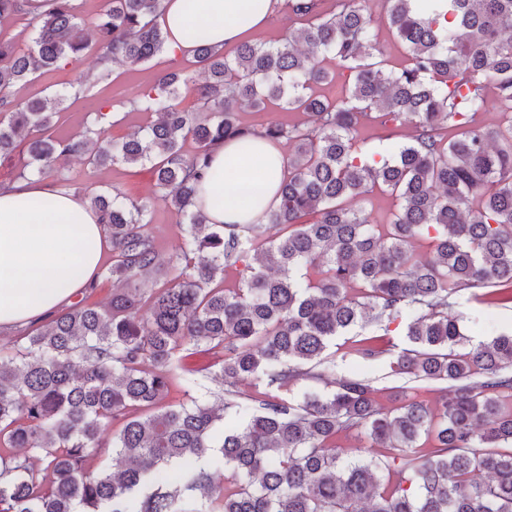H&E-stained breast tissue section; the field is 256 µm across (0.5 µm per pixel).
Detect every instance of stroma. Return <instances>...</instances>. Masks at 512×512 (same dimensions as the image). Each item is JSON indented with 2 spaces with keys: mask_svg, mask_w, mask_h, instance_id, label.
Returning a JSON list of instances; mask_svg holds the SVG:
<instances>
[{
  "mask_svg": "<svg viewBox=\"0 0 512 512\" xmlns=\"http://www.w3.org/2000/svg\"><path fill=\"white\" fill-rule=\"evenodd\" d=\"M180 68L186 70L193 80L204 78L202 69L189 65L188 61H171L167 54H160L149 63L134 68L114 66L109 79L91 82L82 97L68 98L67 109L62 112L58 135L66 136L80 131L85 122V115L92 109L93 101L111 102L117 113L112 123L110 134L117 140L137 132L150 120L149 115L133 106L132 101L141 89L151 84L157 73ZM60 180L68 189L76 194H84L88 185L114 187L119 189L129 200L141 201L151 196L153 184L149 175L140 168L125 164H115L101 172L91 173L84 160L70 157L59 164ZM456 309L463 316L462 327L466 335L465 348H473L477 344L492 337L512 331V307L489 305L473 298L471 292L465 291L457 299ZM379 338L382 345L403 348L407 345L402 323H394L389 333H381L379 327L366 326L363 329L336 337L326 350L328 358L323 366V375L318 379L299 381L293 388L296 398L307 394H323L329 391L333 378L353 372L370 377L378 390L377 400L384 408L395 406V394L403 381L391 376L390 356H382L376 360H364L350 352L353 341L366 338ZM209 363L207 355L198 354L183 361L177 369L174 384L168 396L170 403L183 402L186 396L201 397L206 393L208 381L202 377L201 370Z\"/></svg>",
  "mask_w": 512,
  "mask_h": 512,
  "instance_id": "35a3bbf8",
  "label": "stroma"
}]
</instances>
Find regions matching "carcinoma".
<instances>
[{
    "label": "carcinoma",
    "instance_id": "carcinoma-1",
    "mask_svg": "<svg viewBox=\"0 0 512 512\" xmlns=\"http://www.w3.org/2000/svg\"><path fill=\"white\" fill-rule=\"evenodd\" d=\"M29 23L28 50L0 38V158L26 144L31 172L55 178L79 155L94 170L123 163L149 170L156 196L88 197L112 246L107 273L124 284L102 308L81 299L0 346V512H512V335L468 352L455 312L465 290L512 303V0H384V18L408 60L387 68L369 0H281L303 27L275 44L241 41L235 53L197 29L198 85L171 72L136 103L157 120L122 143L107 136L110 104L78 136L51 135L66 96L30 97L36 77L86 57L91 79L166 51L162 0H103L84 33L78 0H49ZM28 0H0V19ZM331 56L346 73L339 95ZM202 103L181 107L180 88ZM276 102L303 116L261 131L241 108ZM410 129L376 159L361 130ZM261 134L292 145L279 204L254 224H208L197 184L220 141ZM192 139L195 150L183 153ZM376 191L400 205L387 224L352 202ZM175 210L184 246L160 254L151 208ZM427 235L432 256L414 240ZM244 265L232 288L229 266ZM163 281L144 294L141 285ZM405 318L412 344L390 362L406 383L401 403L380 406L373 381L340 376L332 390L296 403L291 387L319 378L324 353L357 326ZM213 400L165 402L172 373L200 351ZM354 355L389 349L371 337ZM445 382L436 407L411 382ZM253 388V413L234 386ZM364 429L375 460H345L336 437Z\"/></svg>",
    "mask_w": 512,
    "mask_h": 512
}]
</instances>
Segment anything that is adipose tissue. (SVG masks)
<instances>
[{"instance_id":"adipose-tissue-1","label":"adipose tissue","mask_w":512,"mask_h":512,"mask_svg":"<svg viewBox=\"0 0 512 512\" xmlns=\"http://www.w3.org/2000/svg\"><path fill=\"white\" fill-rule=\"evenodd\" d=\"M164 0L160 18L169 31L167 52L187 56L188 26L201 25L208 42L232 45L261 32L272 0ZM199 205L211 224H247L277 204L286 168L282 146L258 136L215 145ZM107 238L83 198L34 176L0 186V331L27 328L61 312L99 280Z\"/></svg>"}]
</instances>
